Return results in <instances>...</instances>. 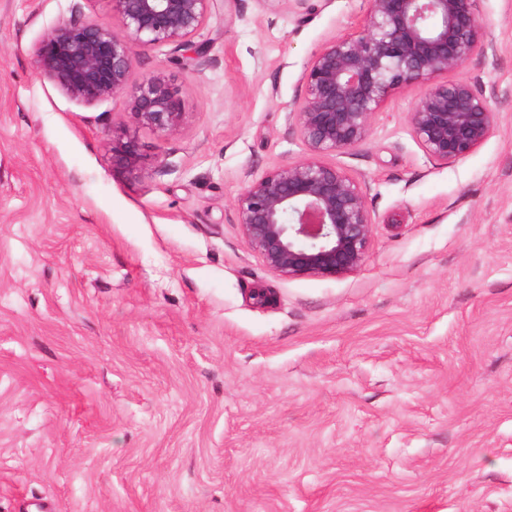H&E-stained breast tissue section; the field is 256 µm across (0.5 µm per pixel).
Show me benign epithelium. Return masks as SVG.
Here are the masks:
<instances>
[{
    "label": "benign epithelium",
    "instance_id": "benign-epithelium-1",
    "mask_svg": "<svg viewBox=\"0 0 512 512\" xmlns=\"http://www.w3.org/2000/svg\"><path fill=\"white\" fill-rule=\"evenodd\" d=\"M115 28L74 12L59 18L37 50V68L70 98L92 105L123 94L143 49L172 44L194 49L211 0H111ZM476 0H368L360 30L325 43L305 71L294 126L309 155L247 185L237 199L240 232L265 267L285 278H343L360 270L374 221L362 184L323 160L351 150L371 133L372 117L396 89L422 83L410 112L412 130L429 157L457 162L493 134L490 101L466 81L431 79L461 68L491 41ZM129 114L165 135L183 124L180 100L160 75L130 95ZM112 161L143 169L136 143L112 133Z\"/></svg>",
    "mask_w": 512,
    "mask_h": 512
}]
</instances>
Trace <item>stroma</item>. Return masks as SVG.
<instances>
[{
    "instance_id": "obj_1",
    "label": "stroma",
    "mask_w": 512,
    "mask_h": 512,
    "mask_svg": "<svg viewBox=\"0 0 512 512\" xmlns=\"http://www.w3.org/2000/svg\"><path fill=\"white\" fill-rule=\"evenodd\" d=\"M475 8L493 44L449 78L494 134L431 159L424 86L393 93L325 157L375 221L335 280L269 272L237 198L307 156L305 70L367 0H212L202 54L155 45L130 76L175 91L172 135L36 66L110 0H0V512H512V0ZM141 155L136 143L122 132L112 133V161L129 172H141L143 169Z\"/></svg>"
}]
</instances>
